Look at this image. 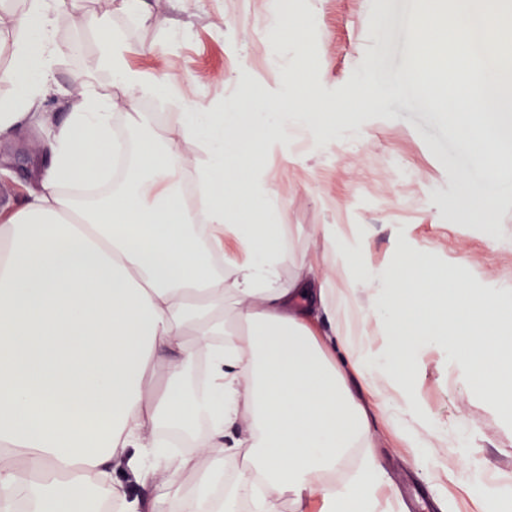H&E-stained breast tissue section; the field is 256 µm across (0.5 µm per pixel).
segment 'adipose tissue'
Masks as SVG:
<instances>
[{
    "label": "adipose tissue",
    "mask_w": 512,
    "mask_h": 512,
    "mask_svg": "<svg viewBox=\"0 0 512 512\" xmlns=\"http://www.w3.org/2000/svg\"><path fill=\"white\" fill-rule=\"evenodd\" d=\"M64 2L0 0V45L14 61L0 138L50 120L42 105ZM79 23L97 34L98 64L124 93L134 168L112 185V99L73 73L72 110L54 125L34 186L0 212V500L22 487L37 512H94L93 476L124 512H172L181 474L202 492L223 470L171 455L157 430L208 416L212 447L263 477L255 512H279L283 499L291 512H375L377 429H411L434 350L446 352L453 383L512 418V322L498 316L512 289L475 291L420 255L373 265L337 224L312 225L317 251L287 248L241 133L263 130L273 149L322 117L331 133L353 127L352 112L305 85V51L278 89H245L231 110L182 100L172 138L137 106L173 81L131 68L134 47L111 14ZM466 27L449 0H428L411 77L496 173L512 164V138L462 52ZM184 139L198 157L182 152ZM189 171L199 217L180 190ZM200 361L203 394L183 374ZM120 469L130 483L114 479ZM133 484L143 496L130 495Z\"/></svg>",
    "instance_id": "obj_1"
}]
</instances>
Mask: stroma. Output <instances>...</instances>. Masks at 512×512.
<instances>
[{
    "label": "stroma",
    "instance_id": "1",
    "mask_svg": "<svg viewBox=\"0 0 512 512\" xmlns=\"http://www.w3.org/2000/svg\"><path fill=\"white\" fill-rule=\"evenodd\" d=\"M161 19L157 26L137 25L115 12V0H78L79 12L112 11L114 24L132 44H154L153 54L131 53L133 69L161 77L195 75L184 87L219 107H231L240 88L276 85L292 49L273 39L265 0H149ZM406 0H288L293 12L308 21L313 32L307 44L312 60L310 87L321 97L343 103L356 112L353 132L321 141L305 132L289 137L277 153L263 157L268 185L286 226V245L294 253L315 249L309 231L315 224H345L358 233L373 264L390 263L404 250L429 254L440 267L461 257L472 260L466 275L474 287L488 283L512 287V251L491 239L485 227L501 225L512 234V195L493 190L472 176L474 150L451 133L443 112L433 108L421 91L400 90L382 107L362 108L352 95L367 81V59L392 78H400L411 57L403 48ZM59 53L56 86L47 111L65 117L73 92L69 77L86 71L98 90L110 93L115 125L126 120L122 90L96 69V36L83 30L76 14L57 21ZM44 133L31 128L0 141V207L21 204L36 162L43 157ZM492 197V212L482 209ZM471 206L470 222L449 219V208ZM426 422L447 430L465 424L458 449L471 468L512 472V421L492 416L481 401L462 387L448 383V362L431 354L422 375ZM375 453L398 498L379 500L377 512H412V497L424 491L425 512H441L454 501L455 512H494L493 503L477 508L451 481H435L420 470L401 441L386 435Z\"/></svg>",
    "mask_w": 512,
    "mask_h": 512
}]
</instances>
